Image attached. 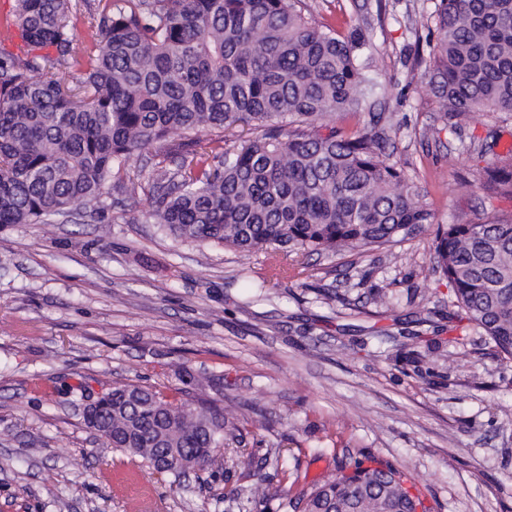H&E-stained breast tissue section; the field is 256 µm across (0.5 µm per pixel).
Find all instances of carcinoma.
<instances>
[{"label": "carcinoma", "mask_w": 512, "mask_h": 512, "mask_svg": "<svg viewBox=\"0 0 512 512\" xmlns=\"http://www.w3.org/2000/svg\"><path fill=\"white\" fill-rule=\"evenodd\" d=\"M303 0H14L5 27L35 55L0 49V224L106 220L115 168L172 135L194 133L174 168L153 175L145 220L190 243L264 252L270 279L301 259L393 246L433 232V270L457 311L448 331L487 337L512 361V220L434 224L420 186L394 160L383 112L349 134L336 114L375 105L381 85L360 61L365 40L317 23ZM425 65L452 129L476 112H512V0H434ZM92 29L91 45L70 32ZM53 49L55 56L40 51ZM62 71L44 77V64ZM257 131L241 144L225 132ZM479 188L512 199V157L483 168ZM186 388L124 384L85 420L112 448L155 470L159 448L223 466L243 426L209 391L221 379L175 370ZM293 512H431L409 476L363 456L288 501Z\"/></svg>", "instance_id": "carcinoma-1"}]
</instances>
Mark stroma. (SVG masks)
I'll list each match as a JSON object with an SVG mask.
<instances>
[{
  "label": "stroma",
  "mask_w": 512,
  "mask_h": 512,
  "mask_svg": "<svg viewBox=\"0 0 512 512\" xmlns=\"http://www.w3.org/2000/svg\"><path fill=\"white\" fill-rule=\"evenodd\" d=\"M306 3L316 21L365 37L395 158L436 223L512 218L511 200L477 187L512 147V115L446 127L413 64L433 0ZM177 147L127 161L136 196L112 204L107 223L0 225V512H134L143 494L161 512H291L300 487L359 454L404 471L432 512H512V361L476 332L450 337L428 238L314 254L286 286L262 287L263 254L146 223L148 165ZM380 290L391 309L373 302ZM178 366L223 377L225 412L256 423L224 468L180 485L107 446L81 398L85 387H175Z\"/></svg>",
  "instance_id": "35a3bbf8"
}]
</instances>
